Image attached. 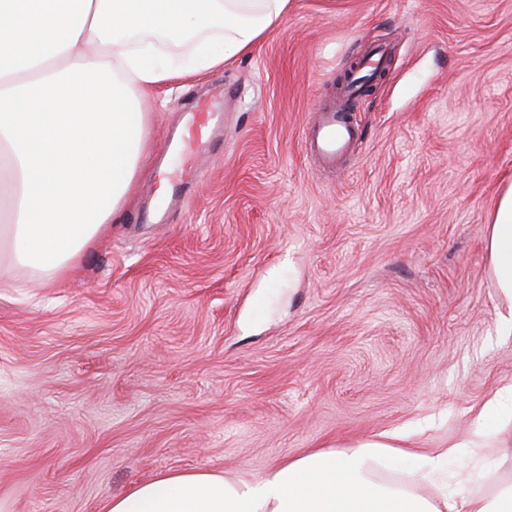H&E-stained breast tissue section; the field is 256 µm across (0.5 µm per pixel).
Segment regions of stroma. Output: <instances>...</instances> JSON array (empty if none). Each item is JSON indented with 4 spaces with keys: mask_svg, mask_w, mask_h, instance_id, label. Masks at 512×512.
<instances>
[{
    "mask_svg": "<svg viewBox=\"0 0 512 512\" xmlns=\"http://www.w3.org/2000/svg\"><path fill=\"white\" fill-rule=\"evenodd\" d=\"M385 75L336 167L305 148L371 46ZM187 207L151 172L204 92ZM134 196L61 280L0 282V512H99L172 472L252 480L394 433L435 455L512 384L488 215L512 180V0H296L246 56L164 95ZM465 489L512 486V437ZM449 483L452 493L464 489Z\"/></svg>",
    "mask_w": 512,
    "mask_h": 512,
    "instance_id": "35a3bbf8",
    "label": "stroma"
}]
</instances>
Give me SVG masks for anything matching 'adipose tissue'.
<instances>
[{
    "instance_id": "adipose-tissue-1",
    "label": "adipose tissue",
    "mask_w": 512,
    "mask_h": 512,
    "mask_svg": "<svg viewBox=\"0 0 512 512\" xmlns=\"http://www.w3.org/2000/svg\"><path fill=\"white\" fill-rule=\"evenodd\" d=\"M294 0H0V276H64L116 222L136 190L148 148L153 91L189 71L151 53L153 41L213 31L203 68L249 53ZM142 99L134 101L130 93ZM488 271L512 306V181L489 214ZM462 443L480 453L512 430V385L488 398ZM390 434L317 450L239 481L213 472L158 475L106 501L101 512H512V487L477 499L420 496L376 481Z\"/></svg>"
}]
</instances>
